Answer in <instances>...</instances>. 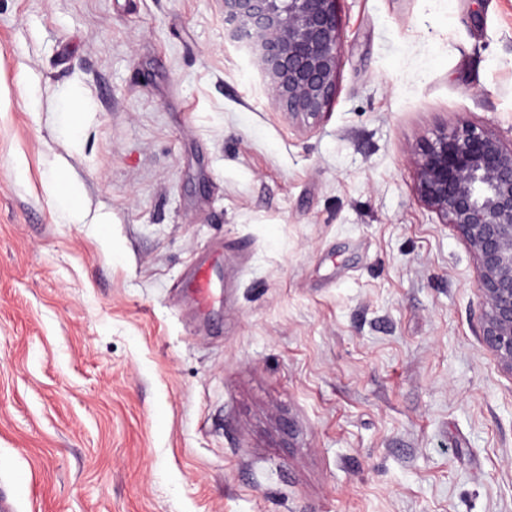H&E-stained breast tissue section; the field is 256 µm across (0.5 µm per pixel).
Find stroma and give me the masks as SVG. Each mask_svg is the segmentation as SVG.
<instances>
[{
    "label": "stroma",
    "instance_id": "1",
    "mask_svg": "<svg viewBox=\"0 0 512 512\" xmlns=\"http://www.w3.org/2000/svg\"><path fill=\"white\" fill-rule=\"evenodd\" d=\"M340 17L336 98L307 125L222 0H0L13 512H512V377L414 164L443 127L512 142V0ZM50 191L69 221L73 224H80L83 220V213L77 202V191L70 186L63 185L59 180L50 185Z\"/></svg>",
    "mask_w": 512,
    "mask_h": 512
}]
</instances>
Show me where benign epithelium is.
<instances>
[{
    "instance_id": "obj_1",
    "label": "benign epithelium",
    "mask_w": 512,
    "mask_h": 512,
    "mask_svg": "<svg viewBox=\"0 0 512 512\" xmlns=\"http://www.w3.org/2000/svg\"><path fill=\"white\" fill-rule=\"evenodd\" d=\"M229 41L244 49L272 106L316 120L336 95L340 0H223ZM416 194L476 263L482 344L512 377V143L473 124L420 142Z\"/></svg>"
}]
</instances>
